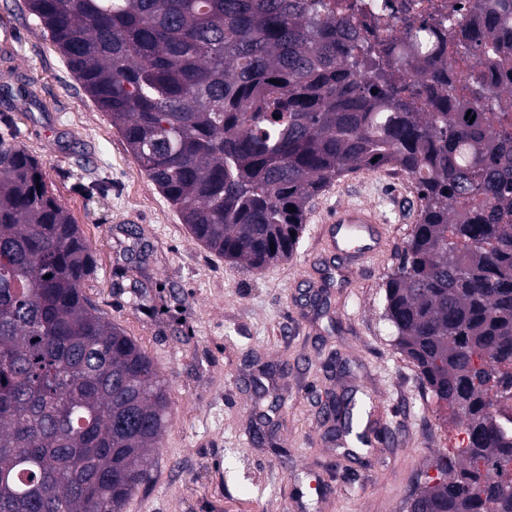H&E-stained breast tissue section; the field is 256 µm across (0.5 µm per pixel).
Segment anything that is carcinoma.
Wrapping results in <instances>:
<instances>
[{
  "label": "carcinoma",
  "mask_w": 512,
  "mask_h": 512,
  "mask_svg": "<svg viewBox=\"0 0 512 512\" xmlns=\"http://www.w3.org/2000/svg\"><path fill=\"white\" fill-rule=\"evenodd\" d=\"M24 4L192 237L243 267L292 256L345 173L415 181L385 317L465 445L436 456L409 512H512V417L495 401L512 396V0H471L489 20L466 41L439 25L388 42L332 0ZM457 62L469 80L435 84ZM94 265L42 163L0 137V512H123L147 479L167 391L85 295Z\"/></svg>",
  "instance_id": "cac0c4a2"
}]
</instances>
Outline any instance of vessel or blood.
<instances>
[{"instance_id": "vessel-or-blood-1", "label": "vessel or blood", "mask_w": 512, "mask_h": 512, "mask_svg": "<svg viewBox=\"0 0 512 512\" xmlns=\"http://www.w3.org/2000/svg\"><path fill=\"white\" fill-rule=\"evenodd\" d=\"M323 235L329 250L352 254L357 266L381 251L383 220L373 207L344 204L328 217Z\"/></svg>"}]
</instances>
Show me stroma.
Listing matches in <instances>:
<instances>
[{
    "label": "stroma",
    "mask_w": 512,
    "mask_h": 512,
    "mask_svg": "<svg viewBox=\"0 0 512 512\" xmlns=\"http://www.w3.org/2000/svg\"><path fill=\"white\" fill-rule=\"evenodd\" d=\"M0 135L42 162L95 258L85 294L166 382L170 420L123 512H406L461 435L384 317L414 182L388 167L345 173L312 202L292 258L257 272L225 260L181 223L23 0H0ZM343 204L376 209L385 242L331 279L321 221ZM345 392L373 403L353 457L327 417Z\"/></svg>",
    "instance_id": "obj_1"
}]
</instances>
